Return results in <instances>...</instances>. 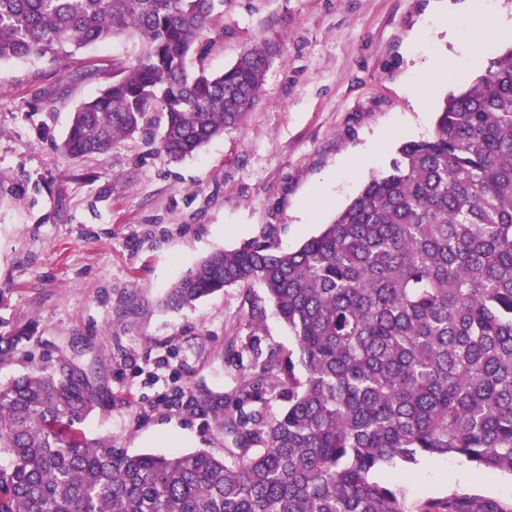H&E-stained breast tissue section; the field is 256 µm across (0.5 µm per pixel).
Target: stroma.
<instances>
[{
    "mask_svg": "<svg viewBox=\"0 0 512 512\" xmlns=\"http://www.w3.org/2000/svg\"><path fill=\"white\" fill-rule=\"evenodd\" d=\"M435 4L224 0L209 72L260 41L277 52L255 108L178 162L142 135L78 161L58 149L77 108L111 83L113 63L139 57L137 38L0 62V334L33 331L0 363V383L77 349L102 395L87 437L131 455L224 454L231 441L214 407L234 408L254 356L294 348V338L273 310L251 321L257 284L182 310L162 300L202 259L268 225L283 248L298 247L389 170L400 143L432 134L438 105L478 75L450 52ZM440 53L453 77L418 106L405 83ZM381 474L418 507L461 492L512 504V477H478L451 456Z\"/></svg>",
    "mask_w": 512,
    "mask_h": 512,
    "instance_id": "35a3bbf8",
    "label": "stroma"
}]
</instances>
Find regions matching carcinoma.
Returning a JSON list of instances; mask_svg holds the SVG:
<instances>
[{
	"label": "carcinoma",
	"mask_w": 512,
	"mask_h": 512,
	"mask_svg": "<svg viewBox=\"0 0 512 512\" xmlns=\"http://www.w3.org/2000/svg\"><path fill=\"white\" fill-rule=\"evenodd\" d=\"M222 0H0V61L71 56L131 32L144 50L74 112L59 150L105 155L160 113L158 154L191 156L256 105L272 48L219 74L203 62ZM330 224L285 250L275 226L204 258L166 303L259 284L295 349L250 367L277 413H215L236 462L205 449L129 455L86 438L90 365L66 355L0 385V512H512L455 493L410 509L374 474L454 455L512 475V49L438 108ZM0 335V362L31 341Z\"/></svg>",
	"instance_id": "obj_1"
}]
</instances>
